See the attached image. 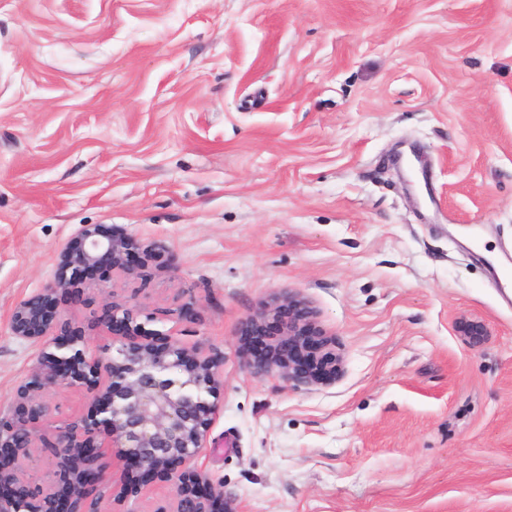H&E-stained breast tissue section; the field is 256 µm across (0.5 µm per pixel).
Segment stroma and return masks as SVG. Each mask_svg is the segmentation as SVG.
Segmentation results:
<instances>
[{"label": "stroma", "mask_w": 512, "mask_h": 512, "mask_svg": "<svg viewBox=\"0 0 512 512\" xmlns=\"http://www.w3.org/2000/svg\"><path fill=\"white\" fill-rule=\"evenodd\" d=\"M86 224L146 277L69 297L66 333L99 352L114 301L216 362L195 465L234 512H512V0H0L2 417L36 362L15 307ZM288 290L328 379L243 367ZM88 403L51 390L42 432ZM285 305L288 306V309L301 310V313L297 316L288 317V321L284 324L281 333L282 339H288V344H290L297 336L303 335L305 328H311L313 330L314 312L291 291H288V294L280 295L270 302H267L266 305L260 308L259 311L248 320V322L259 323L263 319L280 312Z\"/></svg>", "instance_id": "35a3bbf8"}]
</instances>
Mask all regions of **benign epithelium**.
I'll list each match as a JSON object with an SVG mask.
<instances>
[{
    "label": "benign epithelium",
    "instance_id": "7a95c632",
    "mask_svg": "<svg viewBox=\"0 0 512 512\" xmlns=\"http://www.w3.org/2000/svg\"><path fill=\"white\" fill-rule=\"evenodd\" d=\"M80 250L62 253V273L47 297L77 293L80 278L96 275L103 261L106 273L133 276L140 265L134 248L119 235H102L93 225L78 232ZM39 299L21 301L13 314L14 336L39 349L29 380L18 391L20 407L10 418H0V512H98L87 505L91 492L104 486L112 464L147 485L158 478L178 476L176 505L170 512H233L209 480L190 469L207 447V429L218 412L208 400L218 383L214 361L185 347L172 337L161 348L152 344L159 331L138 322L137 309L114 303L106 331L112 351L89 357L79 336L51 335L61 319L58 308L45 314ZM300 311L288 318L282 339L293 341L314 326V312L293 293L266 303L249 322L258 323L283 306ZM245 370L262 380L273 377L287 386L310 384L314 378L290 361L278 357L248 359ZM64 384L81 385L90 395L87 412L58 427L46 452L61 485H31L19 476L30 457L33 421L46 414L44 394Z\"/></svg>",
    "mask_w": 512,
    "mask_h": 512
}]
</instances>
